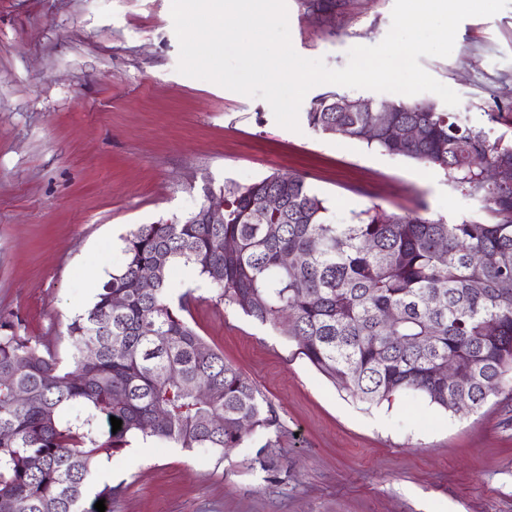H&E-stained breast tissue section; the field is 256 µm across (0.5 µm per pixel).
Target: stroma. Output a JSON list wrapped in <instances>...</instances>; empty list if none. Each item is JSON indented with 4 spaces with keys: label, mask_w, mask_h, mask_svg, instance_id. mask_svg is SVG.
<instances>
[{
    "label": "stroma",
    "mask_w": 512,
    "mask_h": 512,
    "mask_svg": "<svg viewBox=\"0 0 512 512\" xmlns=\"http://www.w3.org/2000/svg\"><path fill=\"white\" fill-rule=\"evenodd\" d=\"M394 0H353L341 14L287 0L291 42L344 67L378 44ZM171 0H0V308L70 358L73 298L90 272L124 262L139 224L181 220L208 191L273 173L303 176L336 224L372 206L458 223L488 220L445 172L366 143L279 126L270 105L177 72ZM460 96L455 111L512 141V5L458 27L452 54L420 57ZM499 120L488 123V113ZM187 319L271 402L283 426L275 473L254 434L216 454L132 439L97 482L122 487L105 512H512V399L451 413L402 395L353 402L278 332L224 307L203 278Z\"/></svg>",
    "instance_id": "obj_1"
}]
</instances>
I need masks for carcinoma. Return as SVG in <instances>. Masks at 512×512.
<instances>
[{"mask_svg": "<svg viewBox=\"0 0 512 512\" xmlns=\"http://www.w3.org/2000/svg\"><path fill=\"white\" fill-rule=\"evenodd\" d=\"M303 2L334 13L347 0ZM339 98L320 95L308 125L441 168L493 222L449 224L375 205L354 224H333L304 177L273 173L220 189L222 224L198 223L197 211L179 224L138 225L124 238L122 266L68 325L72 365L0 309V512H91L94 470L135 437L222 456L259 430L264 447H276L274 407L186 320L190 294L170 301L177 264L214 285L224 307L295 342V355L369 408L413 393L447 412H476L512 396V186L487 175L512 167V145L433 101L337 112ZM389 123L416 126L422 138L366 136ZM272 195L280 208L254 223ZM75 402L91 409L80 423L63 419ZM101 415L122 420L121 430L95 429Z\"/></svg>", "mask_w": 512, "mask_h": 512, "instance_id": "1", "label": "carcinoma"}]
</instances>
